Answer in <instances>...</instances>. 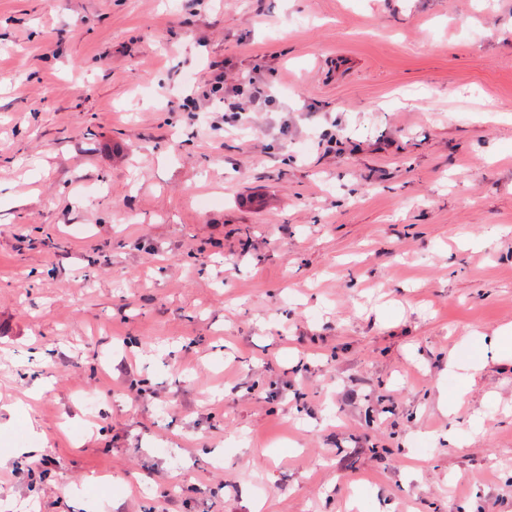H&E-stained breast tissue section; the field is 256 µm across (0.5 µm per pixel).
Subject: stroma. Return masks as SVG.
<instances>
[{
  "label": "stroma",
  "instance_id": "35a3bbf8",
  "mask_svg": "<svg viewBox=\"0 0 512 512\" xmlns=\"http://www.w3.org/2000/svg\"><path fill=\"white\" fill-rule=\"evenodd\" d=\"M509 324L512 0H0V512H512Z\"/></svg>",
  "mask_w": 512,
  "mask_h": 512
}]
</instances>
